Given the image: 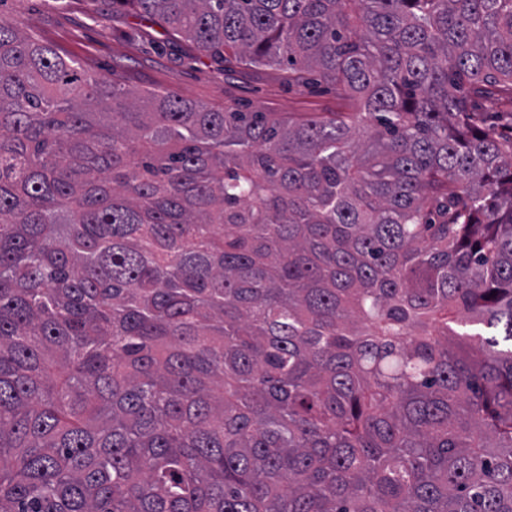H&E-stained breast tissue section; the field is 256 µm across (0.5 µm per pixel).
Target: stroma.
<instances>
[{
    "label": "stroma",
    "mask_w": 512,
    "mask_h": 512,
    "mask_svg": "<svg viewBox=\"0 0 512 512\" xmlns=\"http://www.w3.org/2000/svg\"><path fill=\"white\" fill-rule=\"evenodd\" d=\"M0 19L50 44L82 70L133 91L165 90L214 110L293 117L353 109L326 84L289 83L282 68L223 65L111 0H0ZM478 109L493 133H512V92L489 87Z\"/></svg>",
    "instance_id": "35a3bbf8"
}]
</instances>
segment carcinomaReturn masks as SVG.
<instances>
[{
  "instance_id": "obj_1",
  "label": "carcinoma",
  "mask_w": 512,
  "mask_h": 512,
  "mask_svg": "<svg viewBox=\"0 0 512 512\" xmlns=\"http://www.w3.org/2000/svg\"><path fill=\"white\" fill-rule=\"evenodd\" d=\"M119 2L359 111L0 22V512H512V0ZM478 118L493 133L510 136L512 94L509 90L498 87H488L478 99Z\"/></svg>"
}]
</instances>
